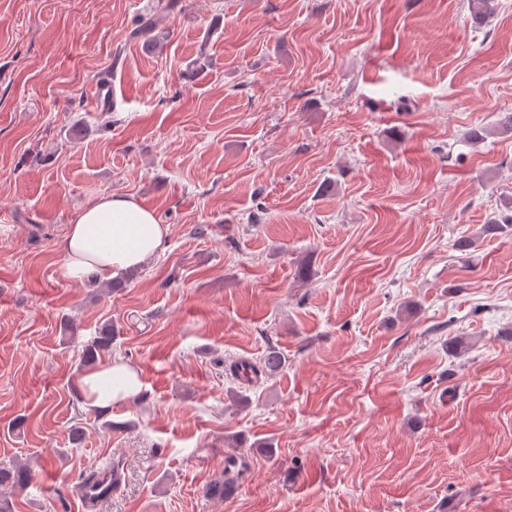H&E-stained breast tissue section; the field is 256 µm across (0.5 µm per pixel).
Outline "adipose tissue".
<instances>
[{
  "mask_svg": "<svg viewBox=\"0 0 512 512\" xmlns=\"http://www.w3.org/2000/svg\"><path fill=\"white\" fill-rule=\"evenodd\" d=\"M168 225L153 209L126 195H101L83 209L59 240L61 273L81 283L93 277L118 278L164 250ZM86 406L100 413L133 398L140 389L135 368L119 358L86 367L75 380Z\"/></svg>",
  "mask_w": 512,
  "mask_h": 512,
  "instance_id": "ef3b65f1",
  "label": "adipose tissue"
}]
</instances>
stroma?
Masks as SVG:
<instances>
[{"label": "stroma", "instance_id": "stroma-1", "mask_svg": "<svg viewBox=\"0 0 512 512\" xmlns=\"http://www.w3.org/2000/svg\"><path fill=\"white\" fill-rule=\"evenodd\" d=\"M155 3L0 0L15 512H81L105 466L123 481L98 512H512V232L479 236L512 205V0L481 25L472 0ZM105 193L169 227L117 293L59 274ZM108 322L141 390L104 418L74 380ZM271 347L275 377L228 373ZM232 457L242 491L214 501Z\"/></svg>", "mask_w": 512, "mask_h": 512}]
</instances>
